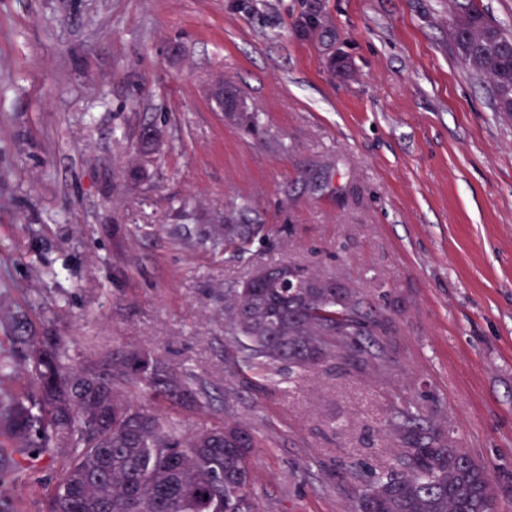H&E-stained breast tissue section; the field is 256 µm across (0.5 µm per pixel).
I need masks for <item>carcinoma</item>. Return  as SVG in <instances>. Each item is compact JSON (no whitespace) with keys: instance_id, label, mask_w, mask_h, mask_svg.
<instances>
[{"instance_id":"obj_1","label":"carcinoma","mask_w":512,"mask_h":512,"mask_svg":"<svg viewBox=\"0 0 512 512\" xmlns=\"http://www.w3.org/2000/svg\"><path fill=\"white\" fill-rule=\"evenodd\" d=\"M460 62L492 81L494 110L512 113V26L483 12L480 0H454ZM224 111L249 128L253 117L224 89ZM243 227L224 236L239 250ZM250 288L224 289V327L232 362L255 369H316L340 355L381 367L375 336L385 325L373 306L303 267L282 264ZM0 353V512H17L16 483L53 473L44 512H242L252 488V433L233 422L184 432L155 404L202 401L208 394L154 351H111L99 364L74 368L53 336H17ZM27 367L20 392L7 387L14 366ZM127 388L140 396H124ZM390 427L403 448L389 470L359 495L354 512H496L482 464L448 447L447 430L402 410Z\"/></svg>"}]
</instances>
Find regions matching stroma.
<instances>
[{
    "label": "stroma",
    "instance_id": "1",
    "mask_svg": "<svg viewBox=\"0 0 512 512\" xmlns=\"http://www.w3.org/2000/svg\"><path fill=\"white\" fill-rule=\"evenodd\" d=\"M450 0H0V338L70 364L148 349L203 384L183 430L257 438L245 512H350L424 407L512 512V115L449 35ZM246 100V131L209 99ZM158 149L139 152L144 130ZM259 220L245 251L224 220ZM334 278L392 361L228 372L224 291Z\"/></svg>",
    "mask_w": 512,
    "mask_h": 512
}]
</instances>
